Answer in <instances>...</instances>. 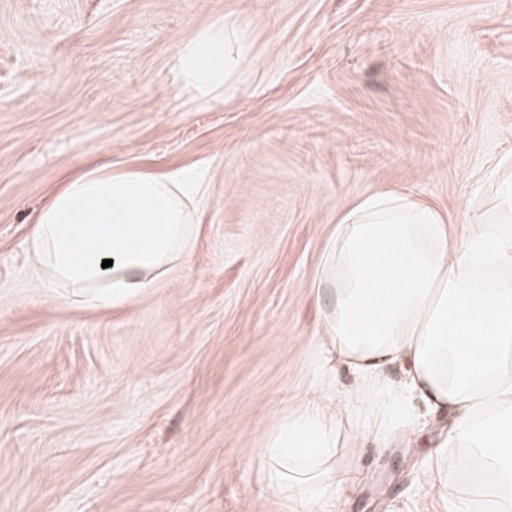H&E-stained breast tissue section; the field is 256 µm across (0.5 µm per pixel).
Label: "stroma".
Returning <instances> with one entry per match:
<instances>
[{"mask_svg":"<svg viewBox=\"0 0 512 512\" xmlns=\"http://www.w3.org/2000/svg\"><path fill=\"white\" fill-rule=\"evenodd\" d=\"M247 30L224 87L178 89L202 30ZM512 158V0H0V512H303L265 447L323 384L312 293L341 214L403 190L452 230L492 217ZM187 169L195 243L126 308L54 296L33 215L84 163ZM434 432L342 436L337 512H470Z\"/></svg>","mask_w":512,"mask_h":512,"instance_id":"35a3bbf8","label":"stroma"}]
</instances>
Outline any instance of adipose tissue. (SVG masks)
I'll return each instance as SVG.
<instances>
[{
    "label": "adipose tissue",
    "mask_w": 512,
    "mask_h": 512,
    "mask_svg": "<svg viewBox=\"0 0 512 512\" xmlns=\"http://www.w3.org/2000/svg\"><path fill=\"white\" fill-rule=\"evenodd\" d=\"M228 42L248 50L245 33L224 25L185 45L180 93L197 99L230 78ZM185 180L108 164L67 176L33 222L30 263L87 306L130 303L193 248ZM499 183L496 221L459 234L399 192L371 193L339 217L313 291L326 301L322 367L331 378L346 369L356 390L342 397L327 384L257 450L267 491L321 512L362 478L336 466L340 426L379 443L421 408L450 417L432 459L461 449L475 482L502 485L497 512H512V164L502 163ZM393 367L399 380L387 375Z\"/></svg>",
    "instance_id": "adipose-tissue-1"
}]
</instances>
